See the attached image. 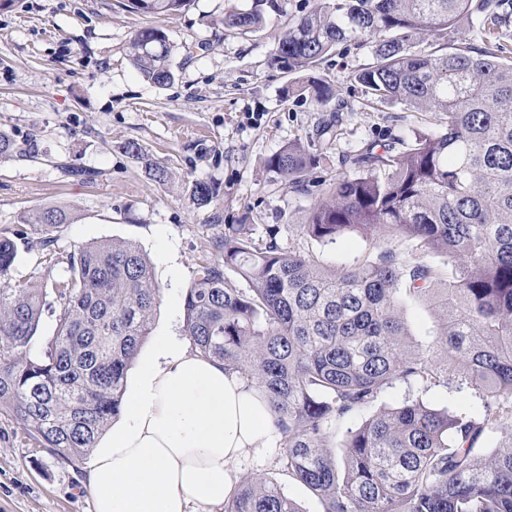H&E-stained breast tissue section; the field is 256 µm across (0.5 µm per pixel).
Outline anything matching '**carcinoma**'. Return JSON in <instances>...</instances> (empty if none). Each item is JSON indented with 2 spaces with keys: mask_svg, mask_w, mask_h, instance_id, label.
<instances>
[{
  "mask_svg": "<svg viewBox=\"0 0 512 512\" xmlns=\"http://www.w3.org/2000/svg\"><path fill=\"white\" fill-rule=\"evenodd\" d=\"M192 0H125L142 14L175 13ZM509 0H317L293 20L273 62L313 69L339 46L368 43L373 63L357 79L374 102L435 114V128L400 151L365 144L318 195L299 225L323 246L352 236L397 239L373 260L332 271L312 251L285 247L280 228L254 237L226 224L215 262L198 266L184 299V333L196 352L240 372L263 391L283 435L281 471L323 512H512V57L501 43ZM274 0L224 14L226 29L256 30ZM479 23L481 44L460 35ZM433 34L428 54L421 39ZM146 80L171 81V44L156 27L130 42ZM301 91L319 103L328 87ZM318 164L300 142L267 168L293 189ZM212 187L190 196L210 204ZM60 208L36 221L69 223ZM0 233V413L18 417L40 446L70 466L95 447L122 408L124 375L160 304L149 259L132 241L103 240L62 255L40 242L45 262L66 265L47 282L13 284L15 238ZM233 271L245 288L228 285ZM436 294L442 328L431 345L410 340L402 294ZM58 305L44 355L28 351L47 302ZM397 382L468 388L479 411L419 398L376 407ZM364 419L343 428L351 418ZM342 434V458L331 440ZM499 445L489 455L483 444ZM224 512H303L278 484L247 476Z\"/></svg>",
  "mask_w": 512,
  "mask_h": 512,
  "instance_id": "carcinoma-1",
  "label": "carcinoma"
}]
</instances>
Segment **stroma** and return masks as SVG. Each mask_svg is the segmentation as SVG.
Wrapping results in <instances>:
<instances>
[{"label": "stroma", "instance_id": "obj_1", "mask_svg": "<svg viewBox=\"0 0 512 512\" xmlns=\"http://www.w3.org/2000/svg\"><path fill=\"white\" fill-rule=\"evenodd\" d=\"M252 0H192L184 11L143 15L120 0H14L0 9V131L31 156L0 157V231L23 229L17 238L15 281L37 283L63 274L64 265L42 260V233L33 224L51 206L72 213L56 236L59 250L100 240L135 242L149 258L161 289L160 305L145 346L184 329V297L195 270L213 261L212 240L224 224L281 227L283 242H301L322 263L338 267L375 248L361 238L332 246L303 240L316 195L292 189L266 167L267 159L294 141L318 155L311 182L341 170L342 157L364 143H397L430 130V114L399 105L371 103L358 74L373 61L370 46L337 51L309 75L289 74L272 62L291 20L314 0H277L265 25L242 33L225 29V13ZM162 29L171 45L173 77L159 86L134 68L129 44L141 28ZM329 86L319 105L299 89L307 77ZM337 133L319 135L323 121ZM143 153L133 156L129 142ZM166 166L171 179L153 182L146 161ZM212 186L210 205L189 196L192 182ZM408 331L431 344L441 309L437 298L404 301ZM416 395L455 410L479 409L473 391L441 388L408 392L397 384L383 404ZM239 476L277 482L304 512L323 506L304 486L283 474L276 453L245 458ZM82 471L39 447L15 416L0 414V512H91Z\"/></svg>", "mask_w": 512, "mask_h": 512}]
</instances>
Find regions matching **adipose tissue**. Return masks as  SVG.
Wrapping results in <instances>:
<instances>
[{
	"mask_svg": "<svg viewBox=\"0 0 512 512\" xmlns=\"http://www.w3.org/2000/svg\"><path fill=\"white\" fill-rule=\"evenodd\" d=\"M280 440L254 384L165 337L126 372L122 411L92 452L93 512H215L236 463Z\"/></svg>",
	"mask_w": 512,
	"mask_h": 512,
	"instance_id": "ef3b65f1",
	"label": "adipose tissue"
}]
</instances>
